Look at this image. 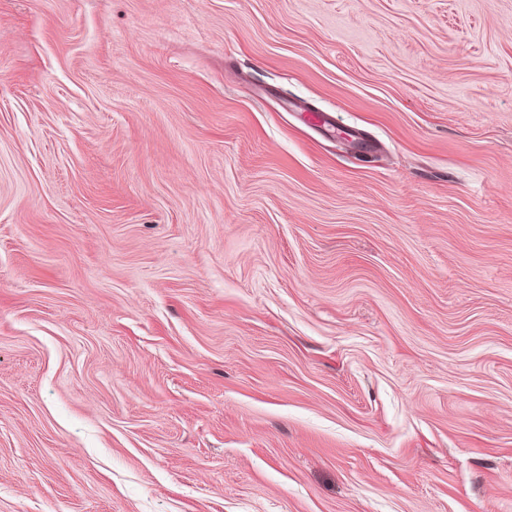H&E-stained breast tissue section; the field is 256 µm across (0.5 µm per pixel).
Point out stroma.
<instances>
[{
  "label": "stroma",
  "mask_w": 512,
  "mask_h": 512,
  "mask_svg": "<svg viewBox=\"0 0 512 512\" xmlns=\"http://www.w3.org/2000/svg\"><path fill=\"white\" fill-rule=\"evenodd\" d=\"M0 512H512V0H0Z\"/></svg>",
  "instance_id": "1"
}]
</instances>
